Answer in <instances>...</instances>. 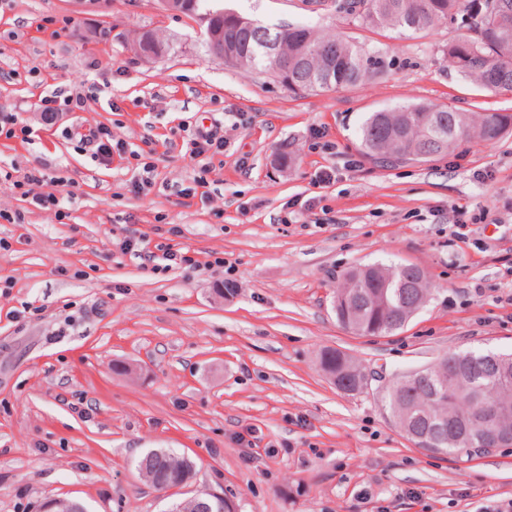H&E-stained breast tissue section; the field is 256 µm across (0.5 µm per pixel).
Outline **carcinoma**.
<instances>
[{
  "label": "carcinoma",
  "instance_id": "cac0c4a2",
  "mask_svg": "<svg viewBox=\"0 0 512 512\" xmlns=\"http://www.w3.org/2000/svg\"><path fill=\"white\" fill-rule=\"evenodd\" d=\"M222 0H172L178 11L205 25L224 46V63L266 74L299 94L371 85L396 64L387 51L311 26L268 27L221 5ZM329 0L326 7L356 22L404 35L450 24L465 34L443 49L447 67L480 90L512 92V0ZM144 56L172 49L168 38L145 31L135 40ZM512 132L508 112L460 111L413 103L365 113L358 126L364 157L396 166L430 162L452 153L464 139L492 143ZM435 285L419 267L377 261L341 276L333 307L339 323L358 336H391L404 328L432 298ZM321 370L346 393L368 389V376L338 349L320 350ZM389 417L418 447L433 454L476 457L492 450L489 429L512 447V353L449 352L428 365L400 371L380 388ZM160 490L187 481L192 464L166 450L147 453L138 464ZM168 512H236L233 501L209 492L172 503Z\"/></svg>",
  "mask_w": 512,
  "mask_h": 512
}]
</instances>
